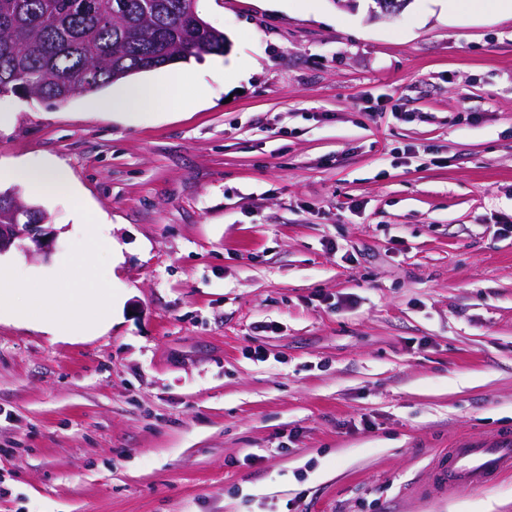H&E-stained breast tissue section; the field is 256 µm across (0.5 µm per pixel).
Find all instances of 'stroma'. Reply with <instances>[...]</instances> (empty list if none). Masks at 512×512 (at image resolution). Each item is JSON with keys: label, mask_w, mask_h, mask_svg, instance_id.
Returning <instances> with one entry per match:
<instances>
[{"label": "stroma", "mask_w": 512, "mask_h": 512, "mask_svg": "<svg viewBox=\"0 0 512 512\" xmlns=\"http://www.w3.org/2000/svg\"><path fill=\"white\" fill-rule=\"evenodd\" d=\"M370 4L195 0L247 70L162 67L202 92L175 113L0 98V164L69 178L22 188L58 235L0 270L81 241L117 303L0 321V512H512V475L426 492L512 432V17Z\"/></svg>", "instance_id": "1"}]
</instances>
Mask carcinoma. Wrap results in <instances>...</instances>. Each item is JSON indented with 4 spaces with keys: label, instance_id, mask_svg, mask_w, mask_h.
I'll list each match as a JSON object with an SVG mask.
<instances>
[{
    "label": "carcinoma",
    "instance_id": "obj_1",
    "mask_svg": "<svg viewBox=\"0 0 512 512\" xmlns=\"http://www.w3.org/2000/svg\"><path fill=\"white\" fill-rule=\"evenodd\" d=\"M225 45L192 0H0V97L63 105Z\"/></svg>",
    "mask_w": 512,
    "mask_h": 512
}]
</instances>
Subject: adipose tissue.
Wrapping results in <instances>:
<instances>
[{
	"instance_id": "adipose-tissue-1",
	"label": "adipose tissue",
	"mask_w": 512,
	"mask_h": 512,
	"mask_svg": "<svg viewBox=\"0 0 512 512\" xmlns=\"http://www.w3.org/2000/svg\"><path fill=\"white\" fill-rule=\"evenodd\" d=\"M192 77L182 73L118 88L104 102L105 107L122 112L177 109L191 95ZM88 260L74 262L70 272L31 285L0 274V319L18 323L36 322L55 339L94 336L112 325V281L87 274Z\"/></svg>"
}]
</instances>
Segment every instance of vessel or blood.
<instances>
[{
	"label": "vessel or blood",
	"mask_w": 512,
	"mask_h": 512,
	"mask_svg": "<svg viewBox=\"0 0 512 512\" xmlns=\"http://www.w3.org/2000/svg\"><path fill=\"white\" fill-rule=\"evenodd\" d=\"M512 471V437L492 444L468 443L445 451L435 462L430 491L452 493L461 488L495 484Z\"/></svg>",
	"instance_id": "1"
}]
</instances>
